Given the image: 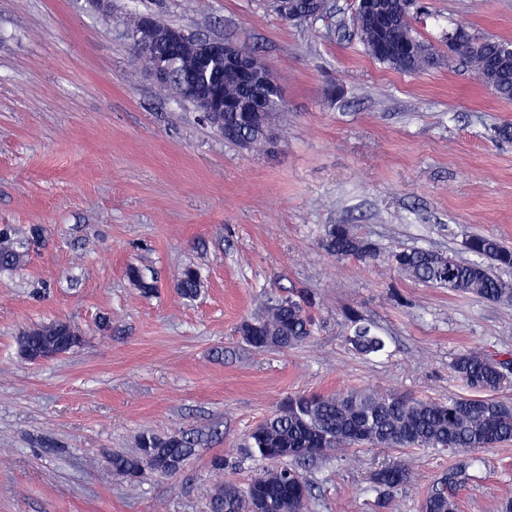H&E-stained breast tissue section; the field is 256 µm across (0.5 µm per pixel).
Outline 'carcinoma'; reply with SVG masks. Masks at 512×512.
<instances>
[{"mask_svg": "<svg viewBox=\"0 0 512 512\" xmlns=\"http://www.w3.org/2000/svg\"><path fill=\"white\" fill-rule=\"evenodd\" d=\"M359 40L376 60L405 73H417L429 67L424 61L398 60L377 50L380 32L358 23ZM388 41L401 50L405 44L426 46L415 34L411 13L400 18L388 33ZM494 41L477 40L466 32L455 43L454 60L482 78L491 65ZM191 74L178 70L163 89L170 97L185 101L184 88ZM228 142L238 146L249 138L250 150L268 147L264 134L249 128L241 112L224 113V125L214 127ZM355 234L348 224L325 226L322 247L338 260L374 259L356 248ZM467 249L475 261H460L426 249L392 252L388 260L406 276L426 285L448 288L461 294L512 305V285L493 276L482 260L499 268H512V249L490 235L474 236ZM28 251L17 246L15 230L0 225V271L13 270L25 263ZM202 287L199 272L182 269L176 276L177 293L192 299ZM311 302L298 294L266 299L264 311L243 321L239 331L245 342L260 350L288 349L308 340L315 322L308 312ZM353 331L348 343L363 355L384 350L385 342L357 311L349 313ZM80 330L69 322L56 321L21 332L18 352L27 358L36 349L65 336H78ZM451 373L473 391L470 396H451L446 402L419 400L393 392L354 389L327 394H291L277 409L255 426L245 439L249 457L260 462L243 486L226 482L215 487L210 512H253L252 495L277 500L276 512H308L313 496L312 484L298 466L327 456L338 449L371 445L395 449L449 450L454 459L428 493L423 512H458L457 489L466 483L474 458L471 452L492 448L512 440V407L492 397V393L512 382V360H495L481 351L458 355L450 365ZM198 438L190 433L160 436L152 432L139 435L132 453L112 454V471L129 484L142 482L148 474L171 476L180 471L194 453ZM411 478L404 461L381 466L370 474L374 486L383 490L381 505L387 506L391 490Z\"/></svg>", "mask_w": 512, "mask_h": 512, "instance_id": "obj_1", "label": "carcinoma"}]
</instances>
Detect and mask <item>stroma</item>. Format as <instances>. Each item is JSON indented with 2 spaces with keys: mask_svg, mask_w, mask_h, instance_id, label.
Returning a JSON list of instances; mask_svg holds the SVG:
<instances>
[{
  "mask_svg": "<svg viewBox=\"0 0 512 512\" xmlns=\"http://www.w3.org/2000/svg\"><path fill=\"white\" fill-rule=\"evenodd\" d=\"M354 0L316 23L267 0H0V224L42 231L21 270L0 273V512H209L216 484L247 482V432L295 393L350 388L444 401L449 365L478 349L512 359V306L414 281L386 260L427 249L468 261L466 241L512 247V101L458 63L407 74L369 56ZM415 34L512 41V0H424ZM258 50L287 101L277 143L244 150L166 98L142 71L128 17ZM348 224L376 260H338L320 241ZM153 280L147 296L128 265ZM195 266L197 298L175 277ZM311 295L306 343L259 351L238 332L262 297ZM385 341L361 356L348 310ZM68 321L82 344L21 359L29 327ZM201 439L173 476L127 485L113 453L144 431ZM459 512L512 499V440L476 450ZM223 468H215L216 459ZM408 462L382 508L369 474ZM448 451L363 446L311 462L310 512H421Z\"/></svg>",
  "mask_w": 512,
  "mask_h": 512,
  "instance_id": "obj_1",
  "label": "stroma"
}]
</instances>
